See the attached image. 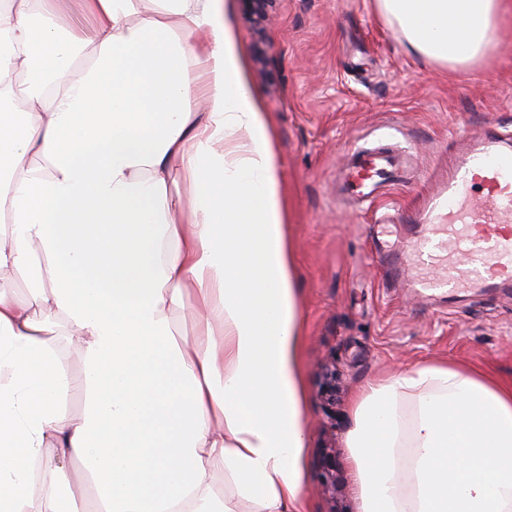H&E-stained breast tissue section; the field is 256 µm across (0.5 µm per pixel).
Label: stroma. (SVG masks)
<instances>
[{"instance_id":"obj_1","label":"stroma","mask_w":512,"mask_h":512,"mask_svg":"<svg viewBox=\"0 0 512 512\" xmlns=\"http://www.w3.org/2000/svg\"><path fill=\"white\" fill-rule=\"evenodd\" d=\"M250 85L270 116L283 172L303 321L309 512H359L348 435L367 382L448 363L512 382V291L428 300L391 280L366 226L418 209L488 121L512 137V24L477 74L408 50L373 0H231ZM387 140L417 169L374 204L336 200L346 149Z\"/></svg>"}]
</instances>
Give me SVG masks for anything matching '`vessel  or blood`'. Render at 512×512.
<instances>
[{
    "label": "vessel or blood",
    "mask_w": 512,
    "mask_h": 512,
    "mask_svg": "<svg viewBox=\"0 0 512 512\" xmlns=\"http://www.w3.org/2000/svg\"><path fill=\"white\" fill-rule=\"evenodd\" d=\"M410 179L405 156L380 141L348 151L338 192L374 202L386 186ZM416 224L413 254L400 244L384 252L396 275L414 269L417 286L429 293L512 288V141L492 128L474 141Z\"/></svg>",
    "instance_id": "b4317fda"
}]
</instances>
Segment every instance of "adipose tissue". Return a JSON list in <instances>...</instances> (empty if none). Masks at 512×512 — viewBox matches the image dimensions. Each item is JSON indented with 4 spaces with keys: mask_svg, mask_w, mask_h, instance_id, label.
Here are the masks:
<instances>
[{
    "mask_svg": "<svg viewBox=\"0 0 512 512\" xmlns=\"http://www.w3.org/2000/svg\"><path fill=\"white\" fill-rule=\"evenodd\" d=\"M68 2L0 0V271L29 285L0 286V512H308L284 180L230 0H79L64 26ZM375 2L461 72L512 21V0ZM353 415L360 512H512V383L417 365Z\"/></svg>",
    "mask_w": 512,
    "mask_h": 512,
    "instance_id": "1",
    "label": "adipose tissue"
}]
</instances>
